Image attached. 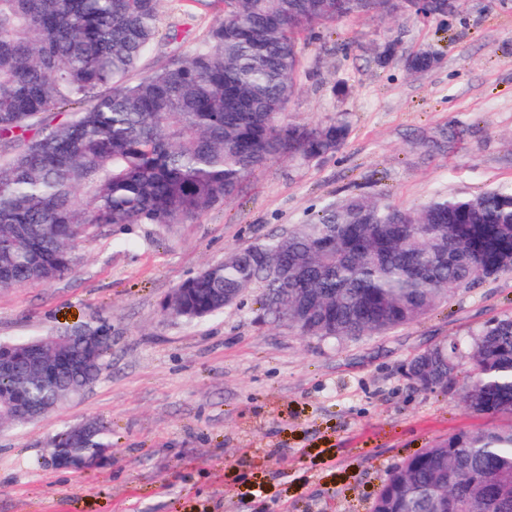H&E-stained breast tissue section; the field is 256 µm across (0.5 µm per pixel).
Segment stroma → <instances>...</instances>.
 Masks as SVG:
<instances>
[{
    "instance_id": "stroma-1",
    "label": "stroma",
    "mask_w": 512,
    "mask_h": 512,
    "mask_svg": "<svg viewBox=\"0 0 512 512\" xmlns=\"http://www.w3.org/2000/svg\"><path fill=\"white\" fill-rule=\"evenodd\" d=\"M223 0H163L149 60L185 53ZM392 59H384L386 48ZM289 122L350 115L344 145L316 162L274 159L239 195L188 224L107 226L76 270L0 290V340L105 326L112 352L79 398L0 431V512H371L388 474L473 416L458 389L428 393L404 374L416 354L512 317V274L460 289L389 334L336 344L258 319V293L187 323L163 299L226 252L276 236L326 205L366 195L414 208L512 185V0H464L440 18H348L302 35ZM428 50L430 70L405 60ZM99 417L112 456L58 468L47 444Z\"/></svg>"
}]
</instances>
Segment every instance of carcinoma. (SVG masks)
<instances>
[{"label": "carcinoma", "mask_w": 512, "mask_h": 512, "mask_svg": "<svg viewBox=\"0 0 512 512\" xmlns=\"http://www.w3.org/2000/svg\"><path fill=\"white\" fill-rule=\"evenodd\" d=\"M395 0H224V17L187 56L135 77L159 36L161 0H0V289L70 274L79 243L116 224H186L232 199L280 157L311 163L336 152L350 116L285 122L298 93L297 35L377 13ZM428 52L407 68H432ZM51 112L66 117L54 120ZM512 187L437 198L402 209L358 195L308 224L231 250L168 296L185 322L242 305L261 290L262 320L338 343L411 324L478 280L512 272ZM66 332L1 342L0 423L22 400L51 411L98 376L112 344L85 350L84 373L57 382L27 361L63 352ZM408 363L419 390L446 392L459 374L466 408L512 418V317L475 333L465 353L430 349ZM101 419L69 425L53 448L87 467L109 454ZM371 512H512V426L462 430L408 456L378 490Z\"/></svg>", "instance_id": "carcinoma-1"}]
</instances>
